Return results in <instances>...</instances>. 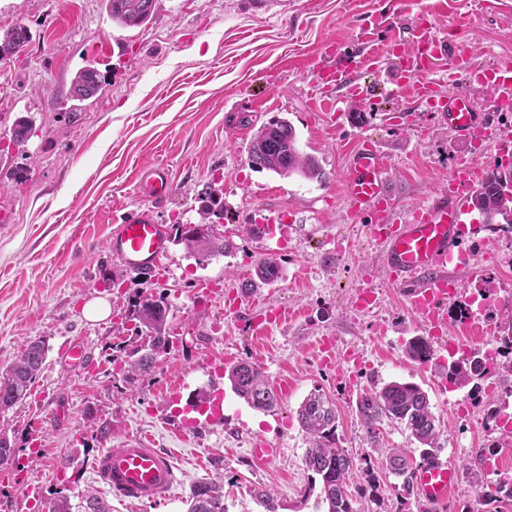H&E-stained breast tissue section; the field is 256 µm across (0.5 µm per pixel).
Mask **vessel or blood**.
<instances>
[{
    "label": "vessel or blood",
    "instance_id": "obj_1",
    "mask_svg": "<svg viewBox=\"0 0 512 512\" xmlns=\"http://www.w3.org/2000/svg\"><path fill=\"white\" fill-rule=\"evenodd\" d=\"M357 41L368 44V54L337 56L334 42L324 45L333 61L315 67L313 106L325 116L335 117L341 104H360L369 93L356 77L373 61L393 60L396 92L418 99H431L453 137L465 144L496 140L499 131L490 113L476 111L465 86L449 87L437 94L434 65L447 59L450 67L489 89L499 111L512 110V66H485L463 53L456 40L420 24L410 41L393 37L378 40L374 30L359 26ZM348 170L343 195L351 217H370L372 239L384 248L383 264L390 281L409 289L414 312L423 322L447 320V304L454 300L461 282L448 269L459 251L466 231L470 193L487 176L485 167L458 159L448 174V191L414 207L407 217H397L395 197L389 188L388 163L376 142L368 136L347 148ZM174 184L165 168L155 167L141 175L138 192L155 203L166 199ZM169 248V235L151 210L137 212L120 224L108 240V249L129 270H155ZM93 473L111 491L136 501H155L170 496L177 467L170 454L153 448L150 437L134 438L121 448L103 450L92 463ZM420 498L432 508L442 507L458 485V472L436 457L420 462L414 471Z\"/></svg>",
    "mask_w": 512,
    "mask_h": 512
}]
</instances>
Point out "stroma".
<instances>
[{
	"label": "stroma",
	"instance_id": "stroma-1",
	"mask_svg": "<svg viewBox=\"0 0 512 512\" xmlns=\"http://www.w3.org/2000/svg\"><path fill=\"white\" fill-rule=\"evenodd\" d=\"M477 15L463 37L483 65L512 64V0H457ZM428 0L396 12L393 0H157L153 18L137 28L112 24L105 0H0V28L24 25L29 42L0 62V374L24 344L43 341L42 370L28 396L0 412V429L19 454L0 468V512H48L65 498L94 496L107 512H186L191 488L222 482L227 512H270L255 490L268 491L271 512H318L321 481L304 463L310 446L297 409L313 390L336 404V437L359 466L349 484L355 512H430L419 497L403 498L381 455L385 448H416L403 427L382 423L368 433L358 399L392 381L413 382L428 394L441 430V455L460 468L457 489L443 512H475L479 481L512 474V375L496 377L498 390L477 399L475 384H448V344L485 349L492 332L512 322V225L479 224L473 268L455 274L463 297L484 292L500 300L491 330L466 328L449 318L430 334L408 291L390 283L383 249L369 236L367 219L352 220L342 195L346 147L371 135L389 158L398 216L448 188V167L470 150L454 139L424 102L391 92L390 61L363 74L375 83L380 105L367 127L337 116L335 124L311 108L312 77L283 70L281 59L313 56L337 41L358 51L356 27L372 14L394 16L379 39L409 38ZM94 61L102 90L71 114L66 92L74 74ZM273 95L267 111L252 99ZM21 116L32 121L29 140L10 142ZM294 126L300 150L314 157L322 180L283 178L254 169L247 147L273 117ZM166 165L175 189L152 208L167 230L199 220L205 184L221 190L224 217L214 233L229 245L199 261L181 244L150 279L126 271L107 241L131 212L144 208L134 179ZM277 260L279 279L256 276L259 263ZM205 282L208 293L197 290ZM372 288L369 312L354 307L360 287ZM163 300L174 327L172 347L134 384L120 364L140 342L126 317L129 297ZM102 298L110 313L84 318L87 302ZM284 308L288 320L244 334L239 315ZM433 336L429 362L411 360L417 336ZM336 339L334 365L321 361L316 341ZM84 341L92 371L74 376L62 359ZM258 364L273 387L287 386L276 408L260 411L231 388L228 369ZM220 398L222 417L191 434L175 429L187 402ZM41 426L43 458L31 456L29 430ZM148 434L156 448L176 457L177 483L164 501L118 498L90 471L103 438L120 444ZM281 451L257 462L258 438ZM490 452L495 470L465 466ZM40 487L39 502L26 496Z\"/></svg>",
	"mask_w": 512,
	"mask_h": 512
}]
</instances>
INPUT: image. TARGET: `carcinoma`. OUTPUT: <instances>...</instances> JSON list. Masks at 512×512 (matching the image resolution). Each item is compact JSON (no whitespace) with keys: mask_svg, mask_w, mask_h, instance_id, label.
<instances>
[{"mask_svg":"<svg viewBox=\"0 0 512 512\" xmlns=\"http://www.w3.org/2000/svg\"><path fill=\"white\" fill-rule=\"evenodd\" d=\"M112 22L127 28L140 27L151 20L156 9V0H106ZM28 42L25 26L15 24L0 32V60L19 54ZM102 88L101 75L95 63L81 68L70 83L67 100L73 102L71 110L78 104L96 96ZM31 122L26 117L15 120L11 129V142L20 146L27 142ZM249 162L256 168L273 172L283 178L299 175L313 180L321 177L317 162L303 153L293 125L285 118H275L265 124L254 135L248 148ZM512 180V168L494 169L488 173L483 184L478 186L470 198L473 209L489 221L496 215L507 218L512 224V195L501 192L502 182ZM199 225L206 227V234L195 236L194 229H177V242L184 245L190 255L205 261L224 254L227 244L220 243L211 232V217H220L218 198L208 195V204L200 212ZM129 320L134 322L136 334L144 335V341L128 354L125 361L124 381L131 385L138 377L150 373L156 356L167 350L171 327L168 308L164 301L136 297L128 301ZM407 355L414 361L425 362L431 356V347L423 336L409 341ZM45 349L32 343L19 358L0 375V411L4 412L27 397L44 362ZM476 376L474 367L456 362L448 364V383L462 386ZM234 392L251 407L269 411L277 405V396L269 388L261 368L251 362L242 361L228 373ZM358 414L369 433L387 420L397 423L409 432L420 445L419 458L428 459L438 452V421L432 412L430 399L421 386L411 382L393 381L380 390L366 394L357 403ZM302 427L311 436V447L306 450L307 469L321 477V494L328 505L327 512H354L348 492L346 478L352 474L355 460L338 446L336 438V405L320 390L305 397L298 409ZM417 461L406 449L391 448L386 453V467L401 480L405 498L414 495L412 471ZM481 502L494 506L504 501L512 502V483L505 481L482 484ZM187 512H225L224 493L217 483L199 484L192 488Z\"/></svg>","mask_w":512,"mask_h":512,"instance_id":"carcinoma-1","label":"carcinoma"}]
</instances>
